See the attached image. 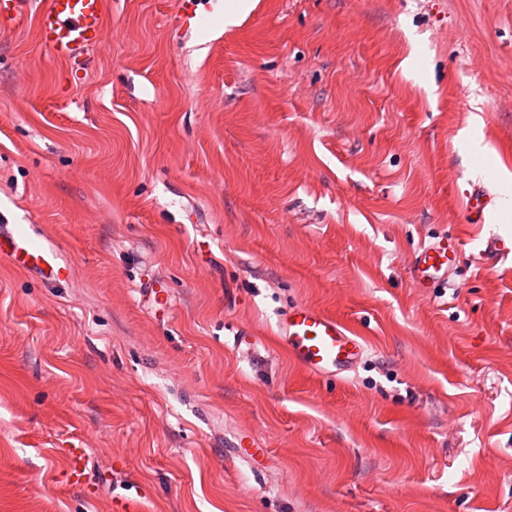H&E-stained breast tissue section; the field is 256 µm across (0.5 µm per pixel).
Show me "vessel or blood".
<instances>
[{
  "mask_svg": "<svg viewBox=\"0 0 512 512\" xmlns=\"http://www.w3.org/2000/svg\"><path fill=\"white\" fill-rule=\"evenodd\" d=\"M223 0H209L205 12L182 8L183 26L201 27L206 15L223 13ZM112 14V0H0V27L20 29L36 21L39 40L51 56L74 77H82L88 53L100 44ZM493 198L484 184L466 196L465 207L484 223ZM483 256L512 258V235L492 234L483 241ZM0 260L11 267L35 272L50 284L67 286L71 266L56 241L32 224H0ZM453 240L437 236L424 243L410 270L421 288L446 284L458 265ZM278 340L310 374L338 376L350 372L366 353L364 340L341 320L307 304L288 308L278 323ZM67 481L85 483L86 458L81 448L68 449Z\"/></svg>",
  "mask_w": 512,
  "mask_h": 512,
  "instance_id": "1",
  "label": "vessel or blood"
}]
</instances>
